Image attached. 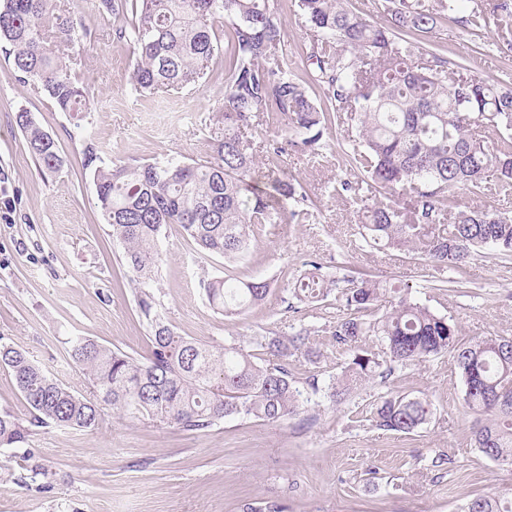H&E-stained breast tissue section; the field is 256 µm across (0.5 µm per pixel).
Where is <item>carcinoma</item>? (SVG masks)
<instances>
[{
	"mask_svg": "<svg viewBox=\"0 0 512 512\" xmlns=\"http://www.w3.org/2000/svg\"><path fill=\"white\" fill-rule=\"evenodd\" d=\"M113 20L112 38L132 48L129 81L140 97L180 92L212 76L224 57V102L209 119L205 156L190 163H107L86 144L84 166L112 238L124 249L139 318L150 330V351L135 357L92 339L69 341L68 355L88 391L57 382L26 351L0 341V366L14 378L29 411L22 419L0 412V448L20 455L24 479L50 488L55 473L30 442L41 428L93 430L102 406L128 418L156 419L183 431H205L232 415L275 423L294 415L302 392L288 355L319 351L305 330L265 336L257 353L243 345L214 347L180 335L152 291L164 256L163 229L179 225L200 250L233 260L264 224L314 216L316 204L282 165L288 148L321 155L334 151L337 166L357 173L340 180L336 196L385 192L386 205L363 208L359 223L374 245L420 252L430 262L463 270L472 253L490 246L512 255V217L462 209L456 191L512 197V87L489 83L462 64L426 51L417 37L448 20L477 31L497 19L496 47L512 52V6L506 0H383L380 19L353 12L347 0H295L312 29L302 53L308 80L288 62V33L278 0H94ZM93 34L74 21L63 0H0V50L23 82L76 119L90 112L87 89L77 79L81 48ZM428 55L425 65L418 59ZM323 90L316 99L307 83ZM275 120L292 132L262 147L272 191L255 182L254 144L245 132ZM355 126L359 142L324 134L333 125ZM16 124L39 168L60 170L58 144L24 111ZM491 126L489 142L478 130ZM429 224L446 228L432 235ZM292 282V296L317 302L335 281L315 261ZM209 305L241 315L271 293L266 279L242 278L229 269L202 280ZM386 292L369 274L347 280L340 300L346 316L334 322L330 345L352 351L339 377L324 386L334 402L364 382L391 375L386 362L406 365L448 355L464 382L467 412L486 417L473 443L487 458L512 466V338H458L447 317L400 298L380 317L371 310ZM379 349L373 350V343ZM433 413L425 398L389 392L374 404L379 429L411 434ZM461 512H512V497L471 499Z\"/></svg>",
	"mask_w": 512,
	"mask_h": 512,
	"instance_id": "obj_1",
	"label": "carcinoma"
}]
</instances>
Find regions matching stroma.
I'll return each instance as SVG.
<instances>
[{"mask_svg":"<svg viewBox=\"0 0 512 512\" xmlns=\"http://www.w3.org/2000/svg\"><path fill=\"white\" fill-rule=\"evenodd\" d=\"M70 4L72 16L95 34L79 71L91 107L82 127L22 82L0 52V336L29 352L52 378L79 389L84 377L69 359L70 338L87 337L137 357L149 345L123 249L102 219L83 149L91 142L104 160L125 163L200 159L205 121L224 101L225 70L219 60L199 88L138 98L129 84L131 48L112 41L93 0ZM497 33L492 23L470 32L443 21L424 46L465 61L485 80L512 83V53L496 52ZM20 111L55 138L59 172L40 171L15 123ZM284 165L316 200L318 216L309 224L264 225L236 262L240 275L271 280L265 302L240 316L214 311L201 281L223 272L224 259L200 253L176 225L161 241L156 295L175 330L208 345L249 347L264 336L309 329L323 355L289 359L303 386L297 414L278 423L228 417L195 433L107 408L92 431L44 428L31 446L55 471L52 487L23 484L22 463L12 460L0 467V512H244L270 499L285 512H459L474 497L512 493V466L472 444L476 417L464 407L463 380L449 356L396 367L337 404L307 388L310 377L340 375L347 362L327 334L346 310L335 290L324 301L299 306L290 292L305 262L314 259L336 281L365 270L395 286L376 314L404 293L448 317L464 341L512 336V256L481 250L461 272L466 288L435 287L436 277L459 272L361 239L364 203L335 195L345 172L333 157L291 152ZM389 392L428 398L429 423L410 435L373 427L371 407Z\"/></svg>","mask_w":512,"mask_h":512,"instance_id":"35a3bbf8","label":"stroma"}]
</instances>
